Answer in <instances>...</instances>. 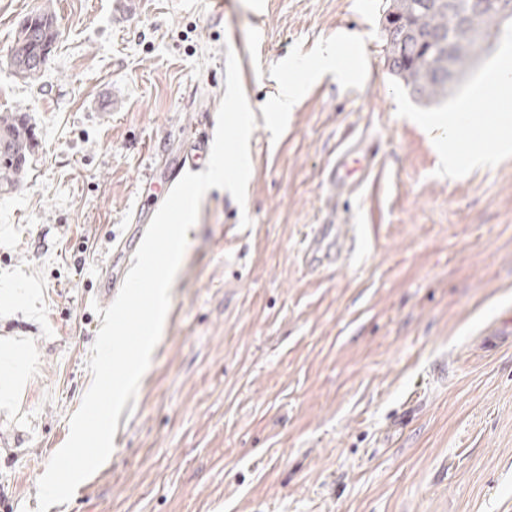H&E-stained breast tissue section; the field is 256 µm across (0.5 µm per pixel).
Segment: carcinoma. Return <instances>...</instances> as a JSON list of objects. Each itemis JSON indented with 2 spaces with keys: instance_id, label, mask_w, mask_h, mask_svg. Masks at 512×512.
Listing matches in <instances>:
<instances>
[{
  "instance_id": "1",
  "label": "carcinoma",
  "mask_w": 512,
  "mask_h": 512,
  "mask_svg": "<svg viewBox=\"0 0 512 512\" xmlns=\"http://www.w3.org/2000/svg\"><path fill=\"white\" fill-rule=\"evenodd\" d=\"M385 60L419 102L430 105L448 98V49L464 74L476 48V35L488 38L507 24L499 5L471 11L466 23L448 28L447 0H386ZM58 32L49 11L32 15L18 28L10 63L16 75L32 79L41 72ZM33 134L20 110L0 112V191L17 183L33 148Z\"/></svg>"
}]
</instances>
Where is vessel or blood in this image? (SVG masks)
I'll return each instance as SVG.
<instances>
[{"label":"vessel or blood","mask_w":512,"mask_h":512,"mask_svg":"<svg viewBox=\"0 0 512 512\" xmlns=\"http://www.w3.org/2000/svg\"><path fill=\"white\" fill-rule=\"evenodd\" d=\"M208 149V139L193 138L190 149L177 154L172 162L166 178L167 185H174L185 170L196 167L199 160L207 155ZM380 172V160L375 147L365 139L347 137L336 147V155L328 171V182L335 192L347 187L356 191L375 186ZM137 216L138 222L131 225L128 237L119 241L101 267L100 277L104 295H112L121 288L130 239L134 236H144L150 223V212L141 209L138 210ZM354 239L352 225H314L305 234L301 244L302 263L311 271L335 266L342 261L346 244L353 242Z\"/></svg>","instance_id":"b4317fda"}]
</instances>
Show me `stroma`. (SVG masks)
Returning <instances> with one entry per match:
<instances>
[{
  "label": "stroma",
  "instance_id": "stroma-1",
  "mask_svg": "<svg viewBox=\"0 0 512 512\" xmlns=\"http://www.w3.org/2000/svg\"><path fill=\"white\" fill-rule=\"evenodd\" d=\"M113 2L0 0V112L34 133L0 194V337L37 353L0 405V512H37L92 382L100 261L147 169L214 136L230 51L256 122L246 203L204 195L114 450L48 512H512V97L494 90L512 28L425 105L388 70L383 0ZM44 10L59 37L25 80L11 47ZM328 47L353 77L308 76L274 111ZM349 135L385 175L336 198ZM461 143L495 163L449 166ZM330 222L364 241L307 272L300 241Z\"/></svg>",
  "mask_w": 512,
  "mask_h": 512
}]
</instances>
